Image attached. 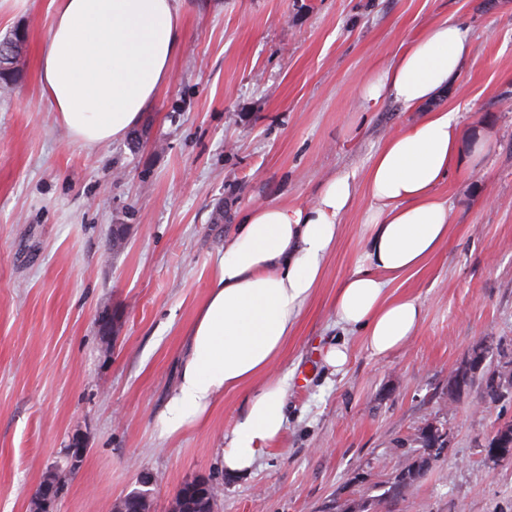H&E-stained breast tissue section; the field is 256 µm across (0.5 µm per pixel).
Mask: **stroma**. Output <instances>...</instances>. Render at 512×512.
I'll return each mask as SVG.
<instances>
[{"label":"stroma","mask_w":512,"mask_h":512,"mask_svg":"<svg viewBox=\"0 0 512 512\" xmlns=\"http://www.w3.org/2000/svg\"><path fill=\"white\" fill-rule=\"evenodd\" d=\"M185 45L145 112L138 146L73 143L42 95L38 53L52 0H0V39L24 34L19 77L0 95V512H26L72 434L88 447L55 512H111L146 470L154 512L213 477L219 512H512V460L487 436L512 396L480 384L448 401L472 349L512 360V0H180ZM454 18L472 50L435 107L459 112L483 160L452 170L447 243L395 284L425 318L403 349L375 356L336 326V290L362 259L358 193L320 286L272 373L288 383L281 439L245 477L224 471V437L247 390L225 393L175 438L157 420L179 378L194 315L224 240L255 203L313 201L340 173L364 181L386 137L417 120L395 101L364 107L359 83L424 26ZM223 209L224 221L212 216ZM126 243L110 248L114 225ZM118 318L103 335L99 317ZM346 340L339 373L324 363ZM437 423L448 452L410 488L387 489L411 438Z\"/></svg>","instance_id":"35a3bbf8"}]
</instances>
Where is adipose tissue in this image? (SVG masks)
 <instances>
[{"instance_id": "adipose-tissue-1", "label": "adipose tissue", "mask_w": 512, "mask_h": 512, "mask_svg": "<svg viewBox=\"0 0 512 512\" xmlns=\"http://www.w3.org/2000/svg\"><path fill=\"white\" fill-rule=\"evenodd\" d=\"M40 50V81L58 121L87 147L124 138L152 105L184 45L178 0H53ZM471 32L451 18L426 26L359 87L363 103L391 98L424 116L389 136L364 185L342 174L307 205L243 210L188 331L179 381L159 416L162 435L198 424L224 393L249 389L225 437L224 470L250 474L287 421V383L269 369L313 297L359 187L370 200L367 253L336 291V324L361 331L372 354L406 346L424 318L392 285L422 270L446 244L450 207L437 188L464 154L458 113L428 105L457 77Z\"/></svg>"}]
</instances>
